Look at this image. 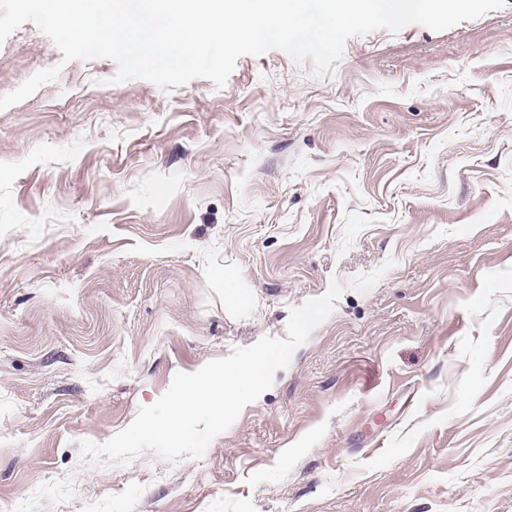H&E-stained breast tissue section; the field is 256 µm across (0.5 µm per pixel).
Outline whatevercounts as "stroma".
<instances>
[{
	"label": "stroma",
	"mask_w": 512,
	"mask_h": 512,
	"mask_svg": "<svg viewBox=\"0 0 512 512\" xmlns=\"http://www.w3.org/2000/svg\"><path fill=\"white\" fill-rule=\"evenodd\" d=\"M56 64L0 111V512H512V0L169 92L27 22L0 95ZM388 260L201 459L82 464Z\"/></svg>",
	"instance_id": "35a3bbf8"
}]
</instances>
